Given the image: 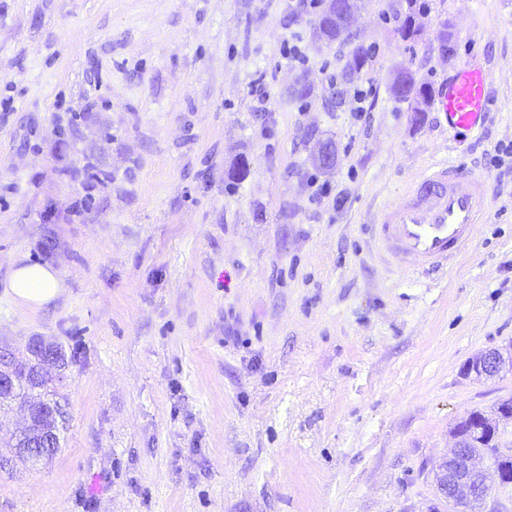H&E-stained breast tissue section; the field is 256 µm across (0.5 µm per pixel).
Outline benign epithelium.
Masks as SVG:
<instances>
[{
  "instance_id": "1",
  "label": "benign epithelium",
  "mask_w": 512,
  "mask_h": 512,
  "mask_svg": "<svg viewBox=\"0 0 512 512\" xmlns=\"http://www.w3.org/2000/svg\"><path fill=\"white\" fill-rule=\"evenodd\" d=\"M38 357L37 377L47 378L46 368L57 366L58 360L52 345L44 342L36 347ZM26 367L18 362L13 354L0 350V395L15 391L18 378L15 372ZM512 373V344L504 350L493 349L478 353L466 365L465 375L476 379H494L503 371ZM470 413L460 420L453 430V448L435 474L436 489L440 497L453 506L465 505L470 512H483L493 486L512 484V477L497 472L492 457L505 455L500 447L474 448L473 436L481 430V419Z\"/></svg>"
}]
</instances>
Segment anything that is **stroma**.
<instances>
[{"label": "stroma", "instance_id": "obj_1", "mask_svg": "<svg viewBox=\"0 0 512 512\" xmlns=\"http://www.w3.org/2000/svg\"><path fill=\"white\" fill-rule=\"evenodd\" d=\"M424 2L404 39L390 0H361L328 45L302 0H0V346L40 337L67 362L60 446L0 470V512H449L451 428L512 398L511 374H463L512 343V168L492 162L512 142V0ZM471 53L491 73L479 131L389 90ZM439 158L483 175L487 221L447 271L409 276L372 223ZM20 261L63 295L17 305Z\"/></svg>", "mask_w": 512, "mask_h": 512}]
</instances>
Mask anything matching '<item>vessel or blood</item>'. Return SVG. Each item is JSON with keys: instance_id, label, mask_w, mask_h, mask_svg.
Listing matches in <instances>:
<instances>
[{"instance_id": "obj_1", "label": "vessel or blood", "mask_w": 512, "mask_h": 512, "mask_svg": "<svg viewBox=\"0 0 512 512\" xmlns=\"http://www.w3.org/2000/svg\"><path fill=\"white\" fill-rule=\"evenodd\" d=\"M490 105V73L475 57L460 64L436 100L437 111L456 134L479 128ZM488 208L482 176L453 161H434L398 201L381 209L375 234L396 266L437 272L472 242Z\"/></svg>"}]
</instances>
